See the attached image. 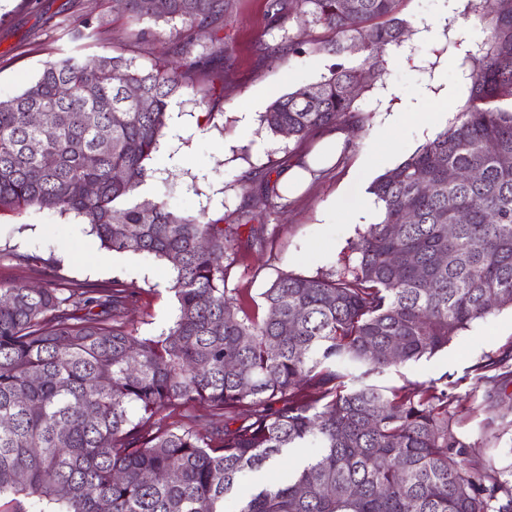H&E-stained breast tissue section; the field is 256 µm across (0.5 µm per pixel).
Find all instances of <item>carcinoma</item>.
<instances>
[{
  "instance_id": "carcinoma-1",
  "label": "carcinoma",
  "mask_w": 512,
  "mask_h": 512,
  "mask_svg": "<svg viewBox=\"0 0 512 512\" xmlns=\"http://www.w3.org/2000/svg\"><path fill=\"white\" fill-rule=\"evenodd\" d=\"M157 2L125 0V9L181 23L179 62L65 54L0 100V212L76 214L102 248L168 262L178 302L167 330L140 336L125 320L133 287L118 280L0 282V496L11 497L10 512H224L234 486L261 472L268 482L238 512H512V469L470 463L448 384L371 380L512 306V108L499 105L512 100V0L473 3L487 40L470 54L468 100L371 183L381 219L355 243L356 264L284 273L252 308L225 288L224 256L263 245V232L241 245L233 228L144 196L172 98L191 69L224 57L216 35L194 53V32L224 28L225 0ZM351 2L269 0L268 27L288 49L304 52L284 26L295 15L331 32L316 50L336 59L268 106L269 132L302 142L350 124L387 50L403 45L400 0ZM129 84L140 99L126 95ZM450 170L477 177L450 181ZM240 182L252 204L267 200L268 183ZM473 371L476 384L504 393L512 352ZM197 405L205 425L189 413L172 420ZM310 445L301 468L274 472L287 450ZM154 473L164 480H148Z\"/></svg>"
}]
</instances>
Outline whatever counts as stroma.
<instances>
[{
	"instance_id": "stroma-1",
	"label": "stroma",
	"mask_w": 512,
	"mask_h": 512,
	"mask_svg": "<svg viewBox=\"0 0 512 512\" xmlns=\"http://www.w3.org/2000/svg\"><path fill=\"white\" fill-rule=\"evenodd\" d=\"M267 9L268 0H227L228 58L191 73L170 106L180 123L167 126L161 150L149 163L148 188L170 208L224 219L243 239L263 228L266 246L228 257L225 286L249 301L259 300L281 273L314 276L354 265L352 245L367 225L347 223L338 209L341 198L449 125L469 96L468 52L485 38L471 0H402L409 33L401 49L388 51L382 80L356 100L359 132L301 192L291 197L274 192L247 222L240 214L242 175L256 171L278 183L319 142L315 136L299 144L271 134L261 123L262 113L277 97L320 80L331 62L315 50L328 32L293 18L285 26L304 41L306 53L271 55L280 34L267 29ZM67 19L91 20L94 36L73 38L63 25ZM180 29V23L161 19L135 21L112 0H6L0 6V99L22 92L66 52L84 58L123 55L144 67L172 59ZM207 92L212 99L206 110L196 100ZM414 100L421 101L420 111L407 110ZM244 111L251 114L246 125L240 118ZM395 112L402 120L389 140H381L378 132ZM49 274L64 288L76 283L108 288L116 277L134 285L137 297L126 318L142 336L159 335L177 312L164 261L102 249L89 225L71 214L39 208L0 214V281L37 284ZM511 349L512 308L506 307L472 322L434 356L391 367L375 381L411 389L447 384L454 396L453 429L470 443L471 461H491L503 469L512 466V387L499 395L476 386L472 367ZM488 405L505 416L492 439L484 432Z\"/></svg>"
}]
</instances>
